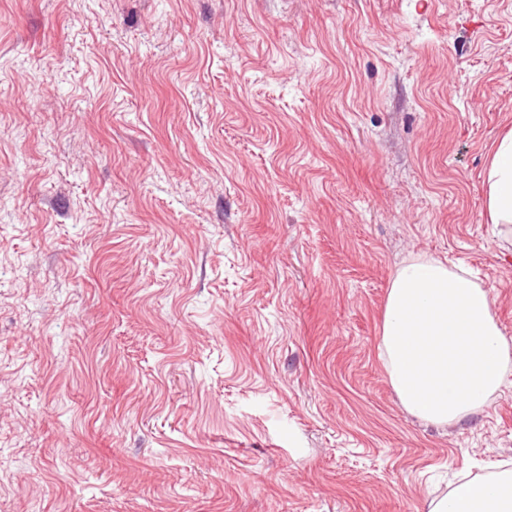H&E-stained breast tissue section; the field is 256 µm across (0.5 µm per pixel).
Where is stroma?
Returning <instances> with one entry per match:
<instances>
[{
	"instance_id": "1",
	"label": "stroma",
	"mask_w": 512,
	"mask_h": 512,
	"mask_svg": "<svg viewBox=\"0 0 512 512\" xmlns=\"http://www.w3.org/2000/svg\"><path fill=\"white\" fill-rule=\"evenodd\" d=\"M512 0H0V512H429L512 462L379 356L402 261L512 339ZM487 214L490 224L512 237V129L500 138L486 177Z\"/></svg>"
}]
</instances>
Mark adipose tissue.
I'll return each instance as SVG.
<instances>
[{
    "label": "adipose tissue",
    "mask_w": 512,
    "mask_h": 512,
    "mask_svg": "<svg viewBox=\"0 0 512 512\" xmlns=\"http://www.w3.org/2000/svg\"><path fill=\"white\" fill-rule=\"evenodd\" d=\"M490 223L512 231V129L500 138L486 177ZM379 351L411 415L454 425L484 412L512 378V339L493 302L462 266L415 256L395 273ZM430 512H512V469L459 482Z\"/></svg>",
    "instance_id": "adipose-tissue-1"
}]
</instances>
